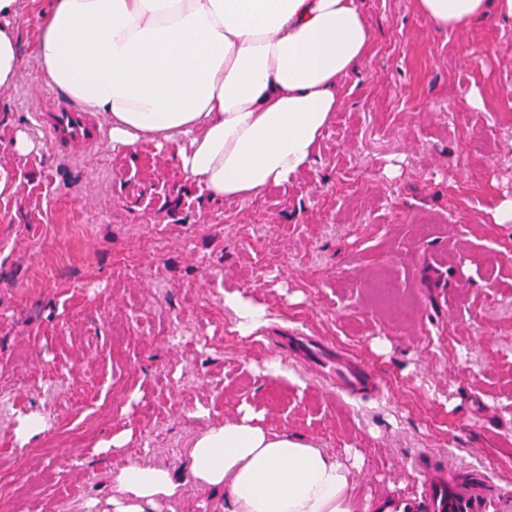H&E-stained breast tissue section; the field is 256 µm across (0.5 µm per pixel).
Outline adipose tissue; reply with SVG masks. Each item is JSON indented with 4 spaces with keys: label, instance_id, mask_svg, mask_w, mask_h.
Returning a JSON list of instances; mask_svg holds the SVG:
<instances>
[{
    "label": "adipose tissue",
    "instance_id": "ef3b65f1",
    "mask_svg": "<svg viewBox=\"0 0 512 512\" xmlns=\"http://www.w3.org/2000/svg\"><path fill=\"white\" fill-rule=\"evenodd\" d=\"M23 0H0V89L23 68ZM459 29L487 0H414ZM359 0H50L35 61L66 103L98 113L113 147L169 149L212 199L251 198L307 172L343 99L342 79L371 52ZM187 478L229 512H372L351 468L311 440L256 424L250 410L193 438ZM181 483L130 464L112 477V512H159Z\"/></svg>",
    "mask_w": 512,
    "mask_h": 512
}]
</instances>
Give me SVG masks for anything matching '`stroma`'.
I'll return each instance as SVG.
<instances>
[{"mask_svg":"<svg viewBox=\"0 0 512 512\" xmlns=\"http://www.w3.org/2000/svg\"><path fill=\"white\" fill-rule=\"evenodd\" d=\"M360 2L371 56L310 171L213 200L151 144L47 145L32 52L47 0H24V68L0 93V512H105L110 472L181 471L205 419L246 406L357 461L360 497L415 493L422 467L448 462L512 512V223L494 219L512 199V16L492 5L447 30L414 0ZM19 130L29 154L12 149ZM228 292L268 325L241 335ZM299 333L375 385L320 378ZM30 413L47 428L23 445Z\"/></svg>","mask_w":512,"mask_h":512,"instance_id":"1","label":"stroma"}]
</instances>
